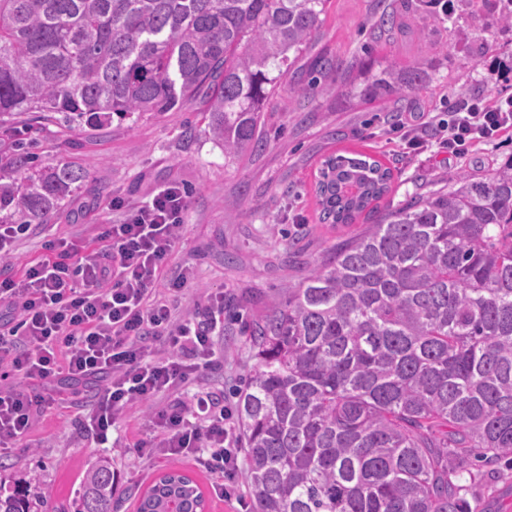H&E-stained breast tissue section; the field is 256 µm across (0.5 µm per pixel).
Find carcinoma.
Returning a JSON list of instances; mask_svg holds the SVG:
<instances>
[{
    "label": "carcinoma",
    "instance_id": "cac0c4a2",
    "mask_svg": "<svg viewBox=\"0 0 512 512\" xmlns=\"http://www.w3.org/2000/svg\"><path fill=\"white\" fill-rule=\"evenodd\" d=\"M325 0H0V125L33 116L97 130L170 112L207 88L208 134L235 157L264 149L261 109L307 51ZM380 32L397 25L383 7ZM323 77L344 70L319 58ZM419 77L389 64L363 101H396ZM87 168L42 164L21 145L0 157V224H44ZM393 173L364 153L318 168L322 222L378 210ZM389 210L257 318L235 311L257 359L234 392L242 479L255 512H472L473 462L512 459V162L488 178ZM103 457L73 512H114ZM40 476L0 485V512H50ZM137 512H204L196 482L163 472Z\"/></svg>",
    "mask_w": 512,
    "mask_h": 512
}]
</instances>
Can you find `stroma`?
I'll use <instances>...</instances> for the list:
<instances>
[{
	"mask_svg": "<svg viewBox=\"0 0 512 512\" xmlns=\"http://www.w3.org/2000/svg\"><path fill=\"white\" fill-rule=\"evenodd\" d=\"M377 0H328L323 24L311 46L279 77L263 105V151L225 157L207 134L204 107L193 103L175 112L147 114L138 121L112 120L95 132H64L27 123L29 138L47 163L77 161L90 179L47 223L34 226L15 253L0 258V274H17L21 265L43 252L46 241L79 243L104 224L121 223L126 208L149 201L161 188H188L179 244L169 267H190L193 280L182 299L193 309L206 294L220 292L225 304L250 316L282 301L329 248L344 246L360 224H323L318 220L314 178L328 155L359 151L390 167L394 181L380 208L446 188L448 172L467 170L486 178L512 162V136L466 147L454 159L439 151L437 124L466 98L512 97V28L496 22L497 0H467L450 21L425 12L420 0H387L404 22L403 31L373 37L368 25ZM326 54L346 63L336 81L321 83L304 97L311 63ZM388 61L423 71L421 86L402 103H357L349 94L366 69ZM417 114L425 127V148H408L398 127ZM224 356L205 370L203 381L215 392L230 393L254 373L256 359L240 324L225 322L218 338ZM60 399L39 418L18 447L0 454V482L11 483L36 469L61 512H69L85 470L110 456L118 474L117 512H135L140 495L166 459L140 455L135 443L148 438L149 407L126 408L112 427V448L99 445L78 425L81 410L93 401L85 388L60 385ZM492 478L466 487L477 512H512V463L492 465Z\"/></svg>",
	"mask_w": 512,
	"mask_h": 512,
	"instance_id": "obj_1",
	"label": "stroma"
}]
</instances>
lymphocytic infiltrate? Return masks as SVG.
I'll list each match as a JSON object with an SVG mask.
<instances>
[{
  "label": "lymphocytic infiltrate",
  "mask_w": 512,
  "mask_h": 512,
  "mask_svg": "<svg viewBox=\"0 0 512 512\" xmlns=\"http://www.w3.org/2000/svg\"><path fill=\"white\" fill-rule=\"evenodd\" d=\"M449 154L512 133V97L464 101L440 124ZM122 223L106 225L93 248L47 241L41 258L21 276L0 277V370L15 384L0 385V450L16 447L55 403V387L100 380L82 432L107 442L116 418L130 405L170 396L155 411V432L140 453L193 459L209 449L206 465L221 497L237 491L238 456L234 410L204 389L192 402L174 399L199 381L217 360L216 335L224 327V296L208 294L193 312L178 301L188 269L168 272L183 227L187 194L177 186L150 202L125 208ZM167 293H156L159 282Z\"/></svg>",
  "instance_id": "lymphocytic-infiltrate-1"
}]
</instances>
